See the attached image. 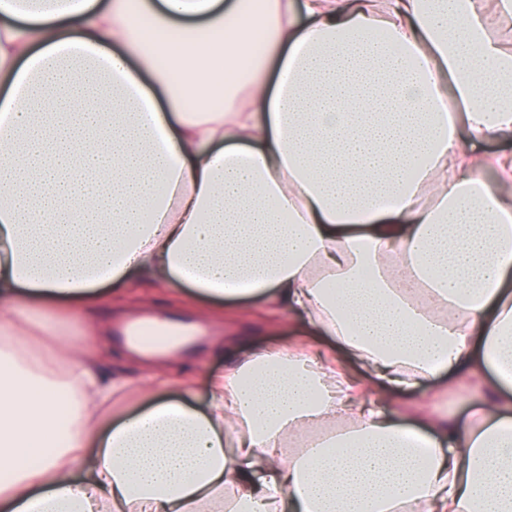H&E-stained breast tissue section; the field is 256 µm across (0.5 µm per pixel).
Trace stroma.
Listing matches in <instances>:
<instances>
[{"label": "stroma", "mask_w": 512, "mask_h": 512, "mask_svg": "<svg viewBox=\"0 0 512 512\" xmlns=\"http://www.w3.org/2000/svg\"><path fill=\"white\" fill-rule=\"evenodd\" d=\"M105 292L106 299L89 314L59 320L56 336L102 357L106 370L136 379L144 374V367L132 359L126 347L112 339L119 317L147 310L161 320L173 316L203 320L210 330L208 339L195 354L177 357L167 368L171 377L194 380L197 402L202 407L207 404L214 374L257 350L302 342L307 336L298 323L284 315L272 317L252 305L228 306L210 315L177 292H160L133 279L106 287ZM90 323L98 328V336H86L84 329Z\"/></svg>", "instance_id": "35a3bbf8"}]
</instances>
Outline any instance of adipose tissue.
Instances as JSON below:
<instances>
[{
    "label": "adipose tissue",
    "mask_w": 512,
    "mask_h": 512,
    "mask_svg": "<svg viewBox=\"0 0 512 512\" xmlns=\"http://www.w3.org/2000/svg\"><path fill=\"white\" fill-rule=\"evenodd\" d=\"M0 88V512H512V0H0ZM134 275L366 376L29 361ZM456 368L470 420L387 413Z\"/></svg>",
    "instance_id": "obj_1"
}]
</instances>
